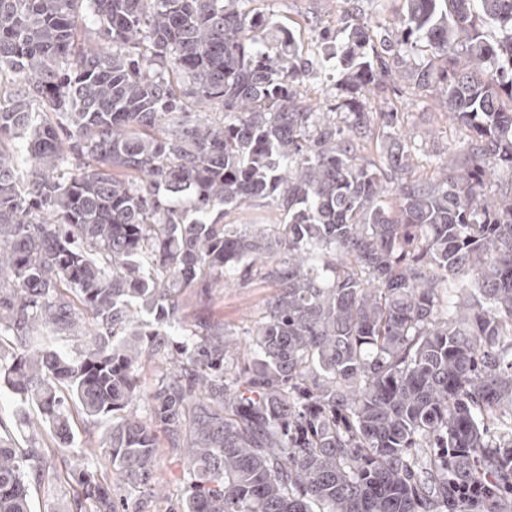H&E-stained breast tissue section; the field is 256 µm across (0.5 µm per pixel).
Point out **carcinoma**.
Here are the masks:
<instances>
[{
    "label": "carcinoma",
    "instance_id": "cac0c4a2",
    "mask_svg": "<svg viewBox=\"0 0 512 512\" xmlns=\"http://www.w3.org/2000/svg\"><path fill=\"white\" fill-rule=\"evenodd\" d=\"M248 2L0 0V388L40 412L28 447L0 439V512L63 478L126 512L72 464L75 411L132 487L157 431L188 449L180 512H512V189L487 192L512 172V0H404L394 38L311 59ZM329 62L354 96L313 112L297 86ZM411 72L468 137L429 182L364 97ZM376 123L383 169L357 154ZM255 199L285 222L224 223ZM255 276L276 292L240 365L181 295Z\"/></svg>",
    "mask_w": 512,
    "mask_h": 512
}]
</instances>
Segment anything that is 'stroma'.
Returning a JSON list of instances; mask_svg holds the SVG:
<instances>
[{"label": "stroma", "instance_id": "35a3bbf8", "mask_svg": "<svg viewBox=\"0 0 512 512\" xmlns=\"http://www.w3.org/2000/svg\"><path fill=\"white\" fill-rule=\"evenodd\" d=\"M249 10L273 16L299 38L302 54L314 55L326 45L335 43L347 25L369 22L373 32L391 34L402 0H250ZM370 106L376 110L400 113L407 132L417 142L412 156V177L427 181L432 176L431 156L464 153L467 139L460 126L449 118L442 101L419 89L414 78L399 86H379L370 95ZM435 138H428V131ZM274 290L258 278L232 287L207 292L187 289L183 295V314L187 322L205 317L223 323L224 330L237 347H244L246 330L254 327L266 313L268 299ZM164 445L157 460V474L167 487L163 498H144L143 512H176L186 496L183 478L184 458L179 450L170 448L168 436H161Z\"/></svg>", "mask_w": 512, "mask_h": 512}]
</instances>
